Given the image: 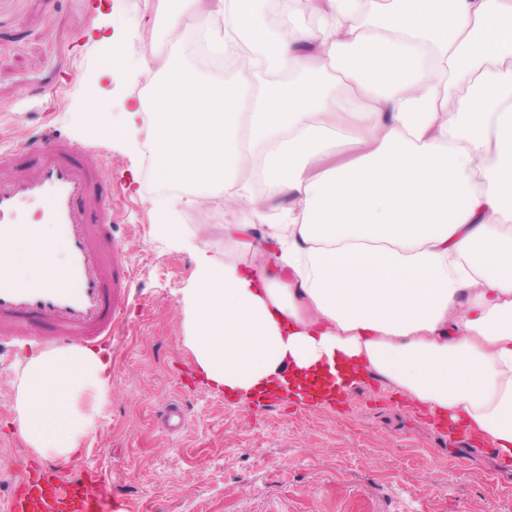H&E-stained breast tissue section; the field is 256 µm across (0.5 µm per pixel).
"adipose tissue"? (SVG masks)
Here are the masks:
<instances>
[{"instance_id": "adipose-tissue-1", "label": "adipose tissue", "mask_w": 512, "mask_h": 512, "mask_svg": "<svg viewBox=\"0 0 512 512\" xmlns=\"http://www.w3.org/2000/svg\"><path fill=\"white\" fill-rule=\"evenodd\" d=\"M220 79L163 60L128 129L165 178L240 206L224 234L251 270L197 248L185 344L215 390L249 397L320 369L361 374L512 457V0H315L314 23H259V0H173ZM112 359L30 355L14 425L75 455L112 395Z\"/></svg>"}]
</instances>
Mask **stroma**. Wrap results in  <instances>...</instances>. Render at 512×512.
<instances>
[{
    "instance_id": "1",
    "label": "stroma",
    "mask_w": 512,
    "mask_h": 512,
    "mask_svg": "<svg viewBox=\"0 0 512 512\" xmlns=\"http://www.w3.org/2000/svg\"><path fill=\"white\" fill-rule=\"evenodd\" d=\"M95 23L117 48L111 60L87 36ZM169 45L162 0H0V144L52 130L98 148L136 276V309L112 342L111 402L70 465L96 468L130 512H512L499 456L380 381L303 409L281 394L242 401L201 377L181 305L196 252L155 238L153 213L219 261L257 267L262 255L225 240L241 217L222 198L205 208L223 223H195L196 205L170 208L147 190L144 137L126 130L125 110ZM28 355L0 353V454L22 465L33 454L13 418ZM176 397L188 422L170 434L157 417Z\"/></svg>"
}]
</instances>
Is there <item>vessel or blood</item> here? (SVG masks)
I'll return each instance as SVG.
<instances>
[{
	"instance_id": "obj_1",
	"label": "vessel or blood",
	"mask_w": 512,
	"mask_h": 512,
	"mask_svg": "<svg viewBox=\"0 0 512 512\" xmlns=\"http://www.w3.org/2000/svg\"><path fill=\"white\" fill-rule=\"evenodd\" d=\"M29 150L33 162L19 165L15 148H0V165L15 167L0 179V346L111 348L134 297L135 278L100 189L104 158L91 148L75 150L53 133L30 143ZM36 204L44 207L41 224L55 229L54 242L25 223L26 208ZM21 235L36 256L60 244L65 264L35 277L17 275L4 246ZM113 501L111 481L74 474L57 462L29 470L0 512H113Z\"/></svg>"
}]
</instances>
